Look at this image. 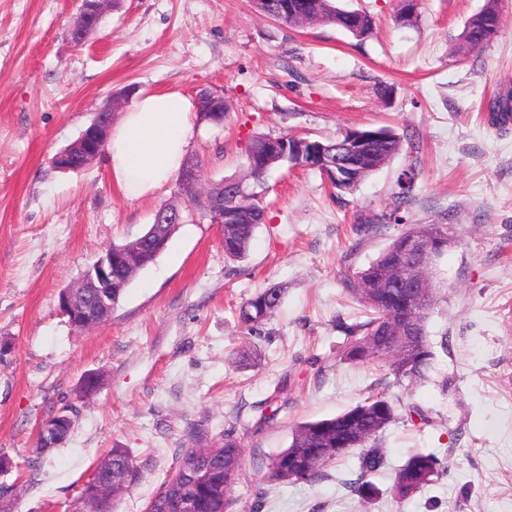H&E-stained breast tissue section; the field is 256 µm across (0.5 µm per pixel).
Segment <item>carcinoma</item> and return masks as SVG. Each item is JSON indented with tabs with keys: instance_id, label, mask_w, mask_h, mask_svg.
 <instances>
[{
	"instance_id": "carcinoma-1",
	"label": "carcinoma",
	"mask_w": 512,
	"mask_h": 512,
	"mask_svg": "<svg viewBox=\"0 0 512 512\" xmlns=\"http://www.w3.org/2000/svg\"><path fill=\"white\" fill-rule=\"evenodd\" d=\"M259 11L286 25L292 24V13L299 12L309 22L333 24L347 27L342 17L344 9L336 6L334 0H255ZM470 28L464 32V40L471 49L483 46L475 40L471 31L482 27L500 28L501 16L497 0H486L484 8L469 21ZM499 113L489 117L492 125H501L512 118V93L508 92L493 101ZM209 103L204 94H199L198 108L207 109L200 119L219 125L228 115L229 107L217 110L208 109ZM362 133H372L379 140L369 144L361 160L359 172L365 178L376 171L402 148V136L386 127L363 128ZM268 136L259 135L252 139L247 154L248 166L256 179H261L270 169L279 165L275 158L264 153ZM414 173L407 169L397 179V190L392 194L391 204L381 214L363 221L367 231H379L391 224H403L402 229L386 249L367 267L362 268L347 279V290L360 301L365 308L367 319L347 328L349 340L343 352L344 359L355 363L379 361L394 377V383L410 384L425 381L432 371L436 351L429 338L428 319H423L414 332L417 338L416 348L409 357H401L390 346L392 331L387 325L401 302V288H380L378 284L388 275L392 264L401 256L400 248L405 239L419 235L431 246L434 259H440L448 249V225L446 224H409L406 209L412 200ZM224 215L228 216L224 224V254L232 260L245 258L256 229L264 223V208L256 195L245 193L235 198L224 192ZM282 290L272 286L255 293L239 309L241 323L251 332H259L279 308ZM419 418L427 421L426 412L414 403H394L382 397H368L342 413L325 419L308 421L298 426L292 433L291 443L270 461L269 479L272 481L315 482L324 476V467L313 465L320 455V449L337 448V454L329 457L328 463L341 460L353 452H358V473L348 482L350 492L361 499H370L378 489L369 481V477L385 467V455L379 445L382 434L401 416ZM213 451L197 454L194 448H182L176 458L173 474L163 485L170 482L179 484L180 506L174 512H185L189 506L191 512H233L234 501L228 494L243 460V444L236 434L229 430L214 439ZM108 467L97 472L84 486L83 492L101 496L102 512H114L115 501L139 477L128 452L123 448H114L105 457ZM443 469L442 460L433 453L417 452L410 455L399 466L392 479L391 495L398 501H405L421 492L434 482ZM119 483V489L108 497L98 492L100 486L109 481Z\"/></svg>"
}]
</instances>
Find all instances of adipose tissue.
Masks as SVG:
<instances>
[{
  "label": "adipose tissue",
  "instance_id": "obj_1",
  "mask_svg": "<svg viewBox=\"0 0 512 512\" xmlns=\"http://www.w3.org/2000/svg\"><path fill=\"white\" fill-rule=\"evenodd\" d=\"M195 104L182 94L144 92L123 112L105 150L108 172L131 201L177 172L194 135Z\"/></svg>",
  "mask_w": 512,
  "mask_h": 512
}]
</instances>
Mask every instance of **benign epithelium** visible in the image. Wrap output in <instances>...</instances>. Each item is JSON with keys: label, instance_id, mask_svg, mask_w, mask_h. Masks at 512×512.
I'll return each instance as SVG.
<instances>
[{"label": "benign epithelium", "instance_id": "7a95c632", "mask_svg": "<svg viewBox=\"0 0 512 512\" xmlns=\"http://www.w3.org/2000/svg\"><path fill=\"white\" fill-rule=\"evenodd\" d=\"M112 0H81L77 20L70 28L73 43L80 45L88 36L97 31L96 20L107 12ZM115 102L110 100L98 110L92 123L82 132L76 146L82 148L85 160L82 164L71 162L70 155L58 153L55 162L64 170H77L90 166L101 155L107 144L112 128V112ZM366 137L354 130L344 133L336 142V163L326 162L324 145L307 139L292 144L272 138L267 142V151L281 158L297 159L308 168L317 169L328 179L340 185H349L357 181L359 174L348 161L349 155L360 148ZM224 183L212 187L206 198V210L214 224L224 223ZM185 221V212L178 207H163L154 217L152 231L135 243L117 250L107 247L98 259L81 275L76 285L66 288L60 295V304L64 307L70 321L81 327H101L106 323L107 314L112 312V266L131 270L144 263L152 254V246L160 235L161 225L180 224ZM404 251L418 258L419 272L408 269L403 260L396 262L391 283L406 288V308L389 329L398 334L408 332L414 322L422 320L432 300L431 288L423 271L433 259L432 250L421 239L410 237L406 240ZM79 415L72 410H63L45 420L37 433V448L46 453L60 446L66 436L74 430Z\"/></svg>", "mask_w": 512, "mask_h": 512}]
</instances>
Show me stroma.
Returning <instances> with one entry per match:
<instances>
[{
    "mask_svg": "<svg viewBox=\"0 0 512 512\" xmlns=\"http://www.w3.org/2000/svg\"><path fill=\"white\" fill-rule=\"evenodd\" d=\"M486 0H420L397 19V0H338L367 12L357 40L330 24L285 25L254 0H117L82 46L69 30L80 0H0V455L18 484L5 512H68L110 449H126L140 478L116 512H145L179 449L234 430L245 446L231 487L236 512H512V129L484 106L512 89V0L480 49L463 34ZM391 87L388 98L378 85ZM223 93L224 123H197L188 159L203 184L248 179L259 134L336 138L357 127L414 134L391 161L341 195L316 170L285 162L257 191L265 222L248 255L224 254L223 231L202 205L155 263L124 289L109 323H69L59 295L110 245L141 236L178 180L130 201L103 160L59 171L49 159L72 143L112 97L144 92ZM418 176L412 224L450 221L436 267L445 283L428 321L438 352L427 381L397 385L378 363L342 360L346 328L364 321L342 273L367 266L398 234L359 229L382 213L403 169ZM277 286L281 305L261 333L239 321L242 303ZM101 379L67 440L38 464L41 424L73 400L85 376ZM449 389H442V382ZM415 401L430 424H392L380 445L377 498L346 486L358 459L308 483L267 480L270 460L301 423L370 396ZM448 469L399 502L394 471L416 451Z\"/></svg>",
    "mask_w": 512,
    "mask_h": 512,
    "instance_id": "obj_1",
    "label": "stroma"
}]
</instances>
